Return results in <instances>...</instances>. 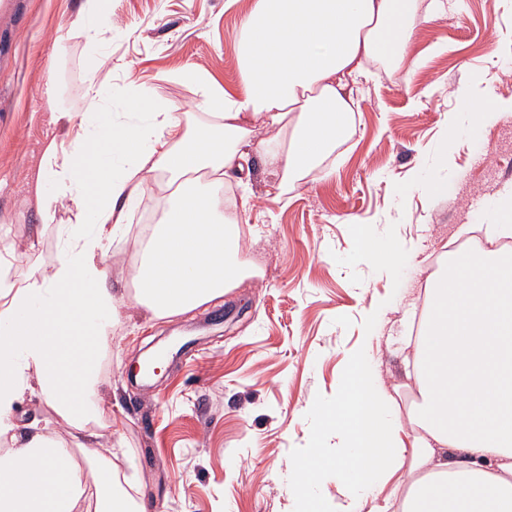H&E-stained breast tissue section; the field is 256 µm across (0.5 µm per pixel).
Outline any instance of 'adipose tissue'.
I'll list each match as a JSON object with an SVG mask.
<instances>
[{
  "mask_svg": "<svg viewBox=\"0 0 512 512\" xmlns=\"http://www.w3.org/2000/svg\"><path fill=\"white\" fill-rule=\"evenodd\" d=\"M418 0H255L239 21L241 90L214 88L189 69L207 113L192 123L144 92L132 120L102 109L105 82L79 95L82 118L55 109L63 141L50 142L35 183L41 224H56V259L25 280L12 273L13 241L0 237V512H146L135 475L100 446L94 399L98 349L129 306L172 319L247 278L236 217L219 190L248 189L255 165L271 192L323 165L355 132L361 80L400 64ZM264 121L271 134L256 138ZM165 199L133 291L114 288L112 243L148 189ZM69 204L68 223L57 208ZM487 245L453 252L428 280L406 378L420 396L401 421L367 349L351 356L336 399L321 412L326 447L303 448L288 476L294 512H512V191L491 201ZM83 433L77 447L50 419L16 421L22 395ZM341 497L328 507L319 480Z\"/></svg>",
  "mask_w": 512,
  "mask_h": 512,
  "instance_id": "obj_1",
  "label": "adipose tissue"
}]
</instances>
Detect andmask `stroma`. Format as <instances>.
<instances>
[{
	"label": "stroma",
	"instance_id": "35a3bbf8",
	"mask_svg": "<svg viewBox=\"0 0 512 512\" xmlns=\"http://www.w3.org/2000/svg\"><path fill=\"white\" fill-rule=\"evenodd\" d=\"M254 0H108L112 109L133 85L203 111L181 72H205L217 89L240 91L237 29ZM85 0H7L0 6V227L17 246V276L51 264L57 227L36 234L27 178L60 130L52 106L86 112L76 97L91 73L93 46L72 28ZM363 83L355 133L335 170L311 173L281 198L256 169L239 212L241 246L261 270L223 298L189 314L153 320L129 307L99 354L103 445L125 448L149 512H292L288 471L318 429L319 403L332 400L348 356L363 340L366 310L385 302L371 352L408 419L419 400L402 371L410 296L425 288L456 245H484L487 205L512 190V0H448L447 14L417 21L400 66L378 65ZM506 106L479 136L446 140L462 93ZM447 163H440V153ZM429 175L447 192L432 199L414 180ZM142 199L126 239L114 243V287L131 285L146 246ZM368 232L396 246L388 265L357 255ZM157 375L128 369L155 346Z\"/></svg>",
	"mask_w": 512,
	"mask_h": 512
}]
</instances>
